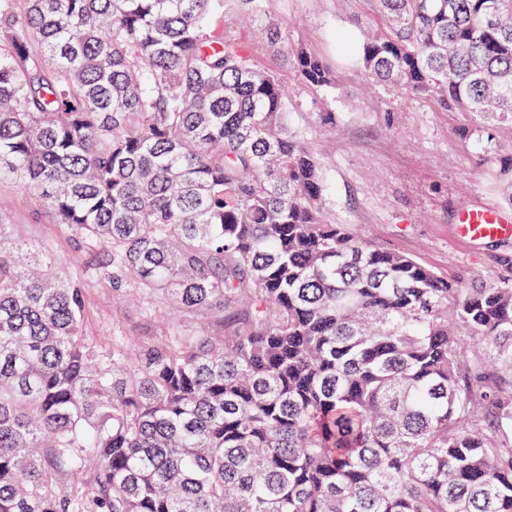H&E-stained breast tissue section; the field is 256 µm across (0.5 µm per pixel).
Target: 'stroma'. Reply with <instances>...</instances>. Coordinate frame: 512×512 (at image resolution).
Returning a JSON list of instances; mask_svg holds the SVG:
<instances>
[{"label": "stroma", "mask_w": 512, "mask_h": 512, "mask_svg": "<svg viewBox=\"0 0 512 512\" xmlns=\"http://www.w3.org/2000/svg\"><path fill=\"white\" fill-rule=\"evenodd\" d=\"M289 44H300L330 66L333 85L306 86L273 52L259 23L238 20V0H224L213 24L245 47L252 63L273 72L292 91L288 124L327 160L322 206L330 220L387 251L418 258L441 276L488 281L504 276L502 255L512 241L453 238L462 207L496 206L512 216V191L495 178L512 158V114L479 116L444 110L435 100L409 101L381 86L366 91L359 68L336 51L337 30L378 23L375 0H264ZM0 224L9 242L31 248L84 292L82 332L102 348L114 342L147 347L173 326L197 330L203 318L176 313L147 298L120 305L111 280L93 269L96 250L37 209L29 193L0 183Z\"/></svg>", "instance_id": "stroma-1"}]
</instances>
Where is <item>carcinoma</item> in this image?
Returning a JSON list of instances; mask_svg holds the SVG:
<instances>
[{
    "label": "carcinoma",
    "mask_w": 512,
    "mask_h": 512,
    "mask_svg": "<svg viewBox=\"0 0 512 512\" xmlns=\"http://www.w3.org/2000/svg\"><path fill=\"white\" fill-rule=\"evenodd\" d=\"M378 2L336 36L367 78L512 113V0ZM222 6L0 0V182L95 243L119 299L211 320L104 350L80 284L0 224V512H512V279L332 222L290 92Z\"/></svg>",
    "instance_id": "1"
}]
</instances>
